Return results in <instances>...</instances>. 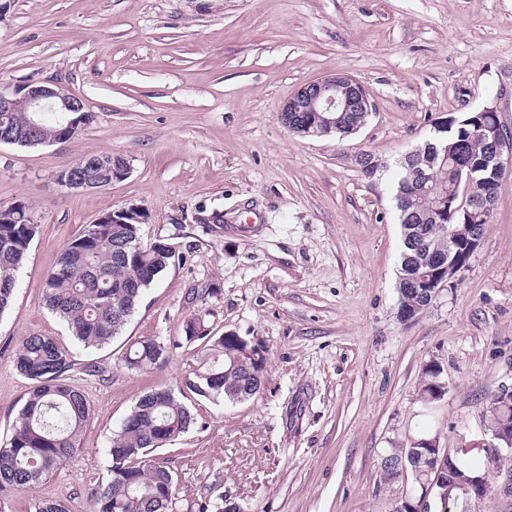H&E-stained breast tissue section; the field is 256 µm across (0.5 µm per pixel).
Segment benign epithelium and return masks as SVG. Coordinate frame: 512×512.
Segmentation results:
<instances>
[{"label": "benign epithelium", "mask_w": 512, "mask_h": 512, "mask_svg": "<svg viewBox=\"0 0 512 512\" xmlns=\"http://www.w3.org/2000/svg\"><path fill=\"white\" fill-rule=\"evenodd\" d=\"M1 112H28L31 131L26 133L25 140L37 144L32 132L39 128L44 114L50 112L57 115L58 128L54 132L53 142L59 143L71 139L78 127H84L92 119L91 113L80 97L67 93L57 85L49 82H28L15 87L9 93L0 92ZM316 112L320 128H314L306 118V113ZM341 112H372L371 102L364 86L356 79L336 73L310 81L298 88L283 103L280 119L282 124L291 131L303 136L316 135L318 131H331L336 128L339 119L336 113ZM474 132L489 140V150L483 160L484 166L491 168L498 179H503L507 166L512 165V134L506 133L497 116L490 107L478 111L471 120ZM130 163L121 154H98L93 159H80L60 171L56 177L58 185L69 192H84L105 188L115 181L126 178L130 173ZM144 208L130 204L117 210L106 212L97 218L98 224H126L137 218ZM468 266V262H453L448 255L439 254L432 258V277L412 281L414 288L423 289L427 303H432L446 287L450 288L458 273ZM264 350L258 339L252 345H244L235 366H245L257 361L258 352ZM492 437L491 448L495 453H512V425L505 423L488 424ZM432 449L428 468L421 469L415 465L408 466L400 462V478L419 485L421 494L415 506L416 512H430L429 497L434 489H439L438 496L442 505H447L451 498V490L459 488L465 495L482 497L491 491L486 476H481L468 483L460 482L453 457L447 448L436 446V442L428 441Z\"/></svg>", "instance_id": "obj_1"}]
</instances>
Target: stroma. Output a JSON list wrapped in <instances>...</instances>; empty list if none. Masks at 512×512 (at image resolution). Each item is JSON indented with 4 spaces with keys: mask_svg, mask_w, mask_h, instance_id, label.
I'll return each mask as SVG.
<instances>
[{
    "mask_svg": "<svg viewBox=\"0 0 512 512\" xmlns=\"http://www.w3.org/2000/svg\"><path fill=\"white\" fill-rule=\"evenodd\" d=\"M342 73L372 111L354 134L302 136L280 121L303 84ZM51 80L93 121L49 146L0 144V205L24 202L40 230L11 309L0 317V444L31 386L12 362L32 333L68 347V383L91 414L75 456L5 512L44 498L96 512L106 446L139 395L173 388L196 426L153 456L178 478L174 512L227 500L240 512H395L391 448L436 440L498 483L485 432L512 386V175L454 287L415 320L398 316L402 247L397 160L436 124L493 106L512 130V0H0V89ZM116 152L129 175L70 193L57 173ZM383 162L375 175L358 163ZM137 204L142 243L182 257L146 292L122 333L86 349L46 307L42 286L61 248L99 215ZM223 228L204 223L213 211ZM265 346L263 389L205 400L184 379L199 365L183 326ZM170 346L166 365L127 369L136 341ZM103 374L85 373L86 363ZM436 368L446 392L424 401Z\"/></svg>",
    "mask_w": 512,
    "mask_h": 512,
    "instance_id": "obj_1",
    "label": "stroma"
}]
</instances>
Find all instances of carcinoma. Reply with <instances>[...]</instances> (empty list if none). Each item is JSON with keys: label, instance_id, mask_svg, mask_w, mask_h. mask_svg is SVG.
Listing matches in <instances>:
<instances>
[{"label": "carcinoma", "instance_id": "cac0c4a2", "mask_svg": "<svg viewBox=\"0 0 512 512\" xmlns=\"http://www.w3.org/2000/svg\"><path fill=\"white\" fill-rule=\"evenodd\" d=\"M488 145L468 123L434 127V134L403 158L396 207L402 228V251L396 288L399 316L414 320L426 309L409 283L429 269V257L410 248L422 241L430 252L448 251V234L463 224V211L473 210V197L494 202L499 183L481 168ZM473 176L467 183V176ZM468 190L466 204H459ZM38 224L0 223V314L12 303L18 273ZM137 224H89L59 252L43 282L47 308L66 323L85 348H102L118 335L139 307L145 291L180 259L176 247L136 238ZM127 261H117L121 252ZM185 341L197 345L200 367L185 378L194 395L237 401L244 397L242 370L232 367L238 347L232 336L212 334L205 318L185 321ZM169 347L148 337L131 345L123 362L130 369L148 370L165 364ZM16 371L32 381L12 425L10 439L0 446V493L38 487L73 458L90 417L83 393L66 383L75 366L72 352L54 338L31 334L12 355ZM195 414L167 387L155 388L135 401L112 433L107 448L109 478L90 489L97 512H173L178 479L164 466L150 464L148 455L187 433Z\"/></svg>", "mask_w": 512, "mask_h": 512}]
</instances>
